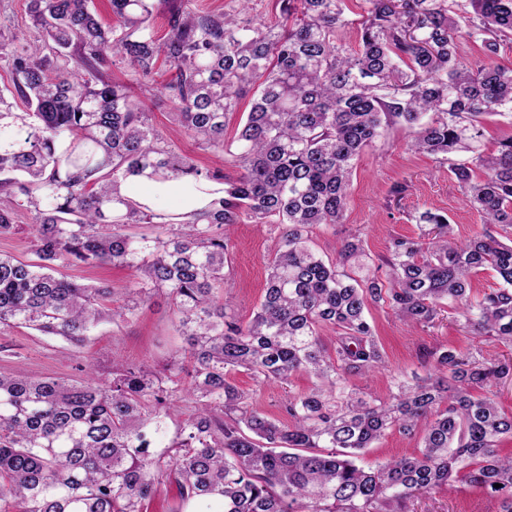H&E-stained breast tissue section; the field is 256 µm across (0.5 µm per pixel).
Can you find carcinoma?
Wrapping results in <instances>:
<instances>
[{"instance_id":"carcinoma-1","label":"carcinoma","mask_w":512,"mask_h":512,"mask_svg":"<svg viewBox=\"0 0 512 512\" xmlns=\"http://www.w3.org/2000/svg\"><path fill=\"white\" fill-rule=\"evenodd\" d=\"M188 9L166 0L168 33L154 38L157 0H110L105 23L93 0H29L42 45L0 34L13 88L0 90V237L19 207L32 216L36 259L0 254V326L84 344L110 318L133 320L162 293L185 342L184 359L159 374L113 363L103 377L32 378L0 368V512H143L162 483L178 505L219 512H414L422 495L465 481L512 512V414L493 389L512 381V356L438 344L425 378L391 374V394L362 391L359 376L387 367L367 317L381 305L412 326L449 307L472 335L512 347V136L497 153L450 166L465 203L483 216L460 242L448 216L425 211L416 238L391 239L372 259L357 233L336 258L314 247V228L341 223L352 161L390 126L411 130L409 150L472 149L480 118H512V68L493 64L512 33V0H364L358 49L345 0H281L282 21ZM480 42L487 61L461 46ZM133 81L155 74L159 56L175 75L161 86L188 135L242 170L228 179L172 151L131 86L110 80L108 55ZM252 96L241 130H224ZM26 110L17 111V100ZM187 176L224 185L199 217L160 220L119 192L129 176ZM247 218L280 229L264 293L244 323L219 301L230 271V235ZM144 224L148 234L130 229ZM131 271L120 290L56 275L62 263ZM497 275L475 291L472 277ZM121 293L116 308L103 301ZM334 336L325 342L323 331ZM259 385L315 382L288 390L281 418L249 402L232 375ZM192 404L163 451L172 404ZM389 430L421 439L419 454L366 471L356 464Z\"/></svg>"}]
</instances>
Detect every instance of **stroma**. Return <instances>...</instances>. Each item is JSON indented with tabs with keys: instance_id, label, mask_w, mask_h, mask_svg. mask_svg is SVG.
<instances>
[{
	"instance_id": "1",
	"label": "stroma",
	"mask_w": 512,
	"mask_h": 512,
	"mask_svg": "<svg viewBox=\"0 0 512 512\" xmlns=\"http://www.w3.org/2000/svg\"><path fill=\"white\" fill-rule=\"evenodd\" d=\"M108 75L114 81L131 83L134 94L148 106L152 123L174 151L194 156L200 168L220 166L228 178L238 176L237 168L221 163L218 152L200 149L190 139L173 118L167 99L155 90L152 79L132 83L128 68L116 58L111 61ZM409 138L405 126L395 125L386 139L366 148L355 161L342 223L320 227L314 236L321 255L335 257L343 238L353 228L360 230L369 253L382 254L392 237L417 236L415 217L426 210L447 213L458 239H468L480 228V213L462 201L459 188L448 172L450 163L468 160V153L458 152L450 161H440L431 155L409 151L406 147ZM399 182L408 183L410 189L397 199L390 190ZM277 234L275 225L254 224L246 219L232 231L229 258L233 275L227 293L242 320L250 319L263 294L266 262ZM368 318L386 352L388 369L360 377L357 383L383 397L389 393V372L420 377L428 374L430 365L420 356L422 344L465 347L476 343L448 313L423 330L404 325L388 309L376 305L370 306ZM172 319L167 298L159 295L140 310L133 322L119 327L103 322L91 332L85 344L78 346L25 327H0V365L21 375L72 379L80 378L81 366L89 362L102 375H109L116 358L160 367L185 346L173 328ZM499 509L497 498L465 482L423 495L414 506L415 512H499Z\"/></svg>"
}]
</instances>
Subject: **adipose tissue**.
Returning <instances> with one entry per match:
<instances>
[{
    "label": "adipose tissue",
    "instance_id": "obj_1",
    "mask_svg": "<svg viewBox=\"0 0 512 512\" xmlns=\"http://www.w3.org/2000/svg\"><path fill=\"white\" fill-rule=\"evenodd\" d=\"M123 196L148 206L174 200L179 213L188 215L204 206L205 194L198 189L197 183L187 178L160 181L148 175L129 177L122 187Z\"/></svg>",
    "mask_w": 512,
    "mask_h": 512
}]
</instances>
